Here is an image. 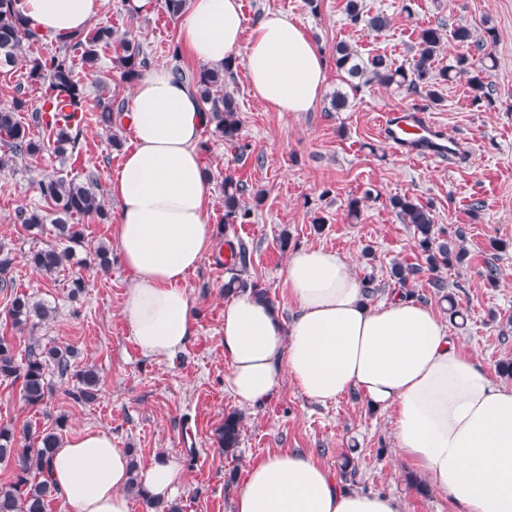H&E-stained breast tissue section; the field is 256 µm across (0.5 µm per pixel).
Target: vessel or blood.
<instances>
[{"mask_svg":"<svg viewBox=\"0 0 512 512\" xmlns=\"http://www.w3.org/2000/svg\"><path fill=\"white\" fill-rule=\"evenodd\" d=\"M380 133L390 148L407 157L455 159L463 150L461 142L448 141L440 128L420 112L387 114L380 123Z\"/></svg>","mask_w":512,"mask_h":512,"instance_id":"1","label":"vessel or blood"}]
</instances>
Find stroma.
Returning a JSON list of instances; mask_svg holds the SVG:
<instances>
[{
	"label": "stroma",
	"instance_id": "stroma-1",
	"mask_svg": "<svg viewBox=\"0 0 512 512\" xmlns=\"http://www.w3.org/2000/svg\"><path fill=\"white\" fill-rule=\"evenodd\" d=\"M240 2L244 30H251L266 11L276 10L302 25L326 56L345 41L360 56L384 54L405 66L417 51L420 29L464 24L480 36L485 28H495L497 40L489 49L494 66L486 74L492 104L473 108L467 79L459 76L441 85L439 104L427 108L419 93L370 83L337 110L331 99L343 83L332 69L317 111L276 112L252 97L245 67L237 65L227 88L240 107L243 147L231 149L211 132L203 134L210 142L200 158L213 186L210 222L216 229V250L204 256L186 282L198 334L183 350L161 360L143 358L128 336L121 314L128 276L120 262L106 273L84 268L89 286L74 298L69 294L73 268L51 280L26 261L28 251L51 242L52 236L32 235L16 215L42 206L38 182L49 175L79 179L84 170L95 171L108 217L84 218V249L115 244L109 180L132 142L125 128L105 127L97 110L88 108L78 155L46 152L0 169V245L14 257V286L56 311L35 332L18 330L7 316L10 295L0 291V336L9 337L20 356L32 334L49 344L73 346L78 364L97 369L98 395L89 404L75 402L71 393L76 381L56 378L46 407L37 411L23 401L20 382L0 380V426L44 428L62 415L67 419L64 435L86 427L105 430L136 463L172 456L186 476L184 490L175 496L182 512H233L248 466L278 450L311 453L335 473L343 458H350L356 468L354 488L396 493L404 512H457L447 498L417 490L415 472L394 447L391 411L372 408L360 393L316 405L286 382L265 405L250 408L226 390L225 273L217 265V250L245 245L251 254L248 279L266 288L286 317L294 306L282 272L294 249L319 246L350 257L357 279L372 280L376 303L388 301L399 289L391 273L394 264L418 267L409 290L443 318L448 315L446 298L454 296L468 318L465 325L451 326L452 336L482 361L490 376L512 384L497 370L500 361L512 359V0H363L366 15L390 17V28L380 33L350 27L347 0H319L314 9L307 0ZM95 24L140 44L152 66L196 68L188 55H172L178 21L168 14L165 0H152L144 13L134 11L129 0H106ZM97 69L94 76L77 72L89 96H97L96 84L102 81L115 104H123L131 86L120 79L114 49L100 50ZM45 96V86L31 82L25 69L0 71V108L17 97L39 105ZM419 109L442 125L449 138L466 142L467 153L450 164L395 154L379 136L382 114ZM228 175L248 187L243 201L252 209L250 223L224 222ZM258 191L263 194L259 203L254 200ZM404 194L431 207L440 237L462 242L468 252L463 264L436 274L423 270L412 227L389 204L391 197ZM355 197L361 198L362 210L354 220L348 203ZM478 200L483 203L479 209L474 206ZM496 241L507 242V249H493ZM367 248L372 251L368 257L363 254ZM490 261L498 268L494 288L483 275ZM437 277L447 283V292L433 287ZM231 413L241 417V434L235 453L227 455L218 445L217 430Z\"/></svg>",
	"mask_w": 512,
	"mask_h": 512
}]
</instances>
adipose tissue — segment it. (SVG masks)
<instances>
[{"label":"adipose tissue","mask_w":512,"mask_h":512,"mask_svg":"<svg viewBox=\"0 0 512 512\" xmlns=\"http://www.w3.org/2000/svg\"><path fill=\"white\" fill-rule=\"evenodd\" d=\"M103 0H18L39 35L82 33ZM178 40L211 67L244 60L252 96L277 112H313L326 82L324 54L278 11L244 32L240 0H187ZM206 114L193 89L164 67L134 83L117 123L132 133L109 193L114 237L130 275L121 314L141 356L162 359L198 333L185 286L215 240L211 186L200 163ZM283 282L291 318L252 291L224 304L225 385L239 403L259 407L283 383L325 405L361 393L388 409L400 458L459 512H512V387L452 336L430 306L414 298L372 304L347 256L308 246L292 252ZM70 512H131L138 480L155 500L185 484L181 465L163 455L132 469L110 433L67 436L44 473ZM234 512H403L392 494L344 485L311 455L276 451L251 464Z\"/></svg>","instance_id":"adipose-tissue-1"}]
</instances>
